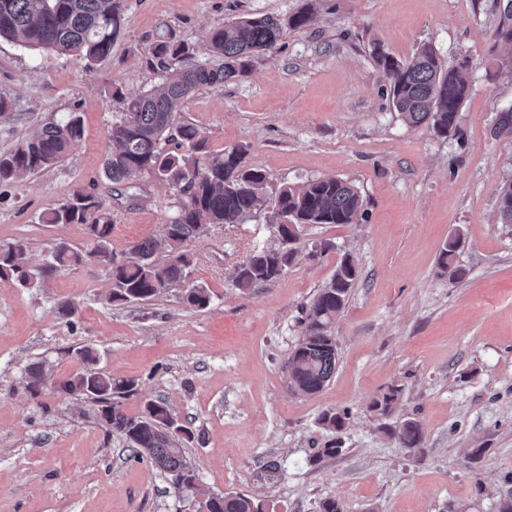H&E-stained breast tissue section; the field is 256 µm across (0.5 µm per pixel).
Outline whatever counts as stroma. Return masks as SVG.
<instances>
[{"label":"stroma","mask_w":512,"mask_h":512,"mask_svg":"<svg viewBox=\"0 0 512 512\" xmlns=\"http://www.w3.org/2000/svg\"><path fill=\"white\" fill-rule=\"evenodd\" d=\"M121 3L123 31L90 66L0 41V98L10 103L0 153L73 114L84 129L57 166L0 184V241L24 243L35 267L57 243L87 249L83 225L39 221L78 189L111 209L114 252L160 238L177 208L168 186L146 175L120 193L102 174L121 113L113 88L161 84L148 63L159 37L200 51L215 26L264 14L286 22L307 8L306 28L284 29L245 76L192 92L181 116L210 150L244 146L271 188L336 177L364 205L357 223L306 226L287 273L246 291L233 285L236 267L255 245L278 242L268 210L210 226L187 245L193 281L212 296L203 310L178 286L148 302H111L96 260L36 288L0 281V512H196L192 495L175 493L121 436H105L93 403L25 390L31 363L53 381L77 372L70 352L82 345L97 351L98 369L137 382L127 414L161 399L193 429L186 456L204 491L249 494L264 512H318L326 498L345 512H497L512 497V224L498 211L512 139L493 129L512 105V45L493 38L496 0ZM425 43L442 62L469 64L472 89L448 137L402 120L371 58L377 46L408 60ZM456 232L466 275L451 281L437 258ZM346 255L359 277L332 325L336 373L320 393L294 394L282 367L301 309ZM64 301L73 315L61 313ZM392 385L401 395L383 418L371 404ZM326 411L347 416L343 452L316 463ZM405 419L419 424L422 453L388 434Z\"/></svg>","instance_id":"35a3bbf8"}]
</instances>
